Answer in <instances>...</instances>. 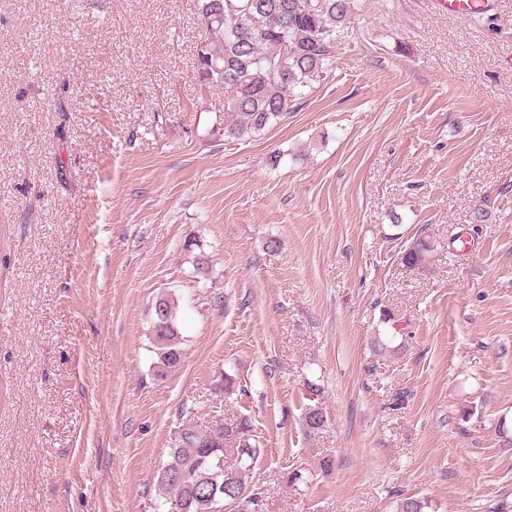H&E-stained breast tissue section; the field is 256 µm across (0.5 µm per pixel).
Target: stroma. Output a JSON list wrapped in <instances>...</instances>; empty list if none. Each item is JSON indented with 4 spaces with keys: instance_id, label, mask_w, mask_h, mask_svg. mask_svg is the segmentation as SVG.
<instances>
[{
    "instance_id": "35a3bbf8",
    "label": "stroma",
    "mask_w": 512,
    "mask_h": 512,
    "mask_svg": "<svg viewBox=\"0 0 512 512\" xmlns=\"http://www.w3.org/2000/svg\"><path fill=\"white\" fill-rule=\"evenodd\" d=\"M354 26L228 140L195 0H0V512H160L176 432L239 414L259 512L512 506V0H355ZM438 8L446 9L460 17H469L479 12L486 4L485 0H433ZM434 242L428 235H418L403 250L400 257L403 266L410 270H424L431 261ZM152 340L158 364L164 369H173L183 360L182 336L176 324L175 308L168 298L161 297L154 305ZM327 424V416L318 402L306 406L302 426L308 438H314L320 434Z\"/></svg>"
}]
</instances>
